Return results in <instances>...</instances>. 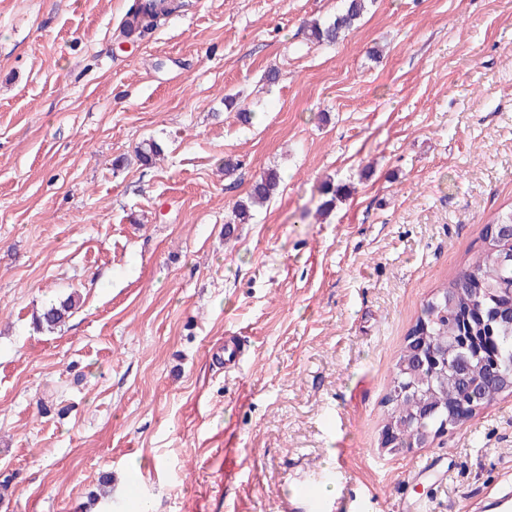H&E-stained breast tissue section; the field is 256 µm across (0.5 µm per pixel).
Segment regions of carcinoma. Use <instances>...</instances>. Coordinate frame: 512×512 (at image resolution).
Instances as JSON below:
<instances>
[{"mask_svg": "<svg viewBox=\"0 0 512 512\" xmlns=\"http://www.w3.org/2000/svg\"><path fill=\"white\" fill-rule=\"evenodd\" d=\"M342 8L332 17L316 22L310 29L318 43L334 45L349 32L367 10L370 0H342ZM176 9L175 0H133L127 12L129 29L144 33L158 27ZM162 147L154 140H145L136 147L139 162L150 165L161 155ZM278 185L277 174L268 171L260 176L250 193L238 201L225 224V235H231V225L247 224L253 211L272 198ZM512 224V213L485 225L480 245L474 251L471 263L444 282L440 289L422 306L420 314L408 330L406 344L396 362L393 386L411 380L406 369L413 366L421 339L438 345L450 336H467L476 358L474 370L482 380L481 390L472 395L453 374L435 376L420 385V397L435 412L424 421L425 431L445 433L448 416L472 418L478 410L490 405L503 395L512 394L491 377V370L512 373V328L490 322L494 310L512 308V266L505 258L512 253V240L499 233L498 226ZM79 306V296L72 293L66 299L45 306L36 316V325L53 330L69 318ZM386 422L382 433L394 445L412 448L420 434L410 418L418 411V401L401 397L390 391Z\"/></svg>", "mask_w": 512, "mask_h": 512, "instance_id": "obj_1", "label": "carcinoma"}]
</instances>
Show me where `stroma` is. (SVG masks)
Wrapping results in <instances>:
<instances>
[{
    "mask_svg": "<svg viewBox=\"0 0 512 512\" xmlns=\"http://www.w3.org/2000/svg\"><path fill=\"white\" fill-rule=\"evenodd\" d=\"M131 3L0 0V512H486L512 395L380 442L423 302L512 211V0H374L337 45L340 0H182L136 42ZM371 0H342V8L332 17L315 22L310 35L317 42L334 45L349 32L367 10ZM278 185L276 172H265L253 185L250 193L238 201L230 219L225 224V236L231 235L230 224H247L253 218V211L257 207L264 206L272 198ZM80 297L76 292L68 295L66 299L53 302L45 306L42 312L36 316L37 327H46L53 330L69 318L79 306Z\"/></svg>",
    "mask_w": 512,
    "mask_h": 512,
    "instance_id": "stroma-1",
    "label": "stroma"
}]
</instances>
